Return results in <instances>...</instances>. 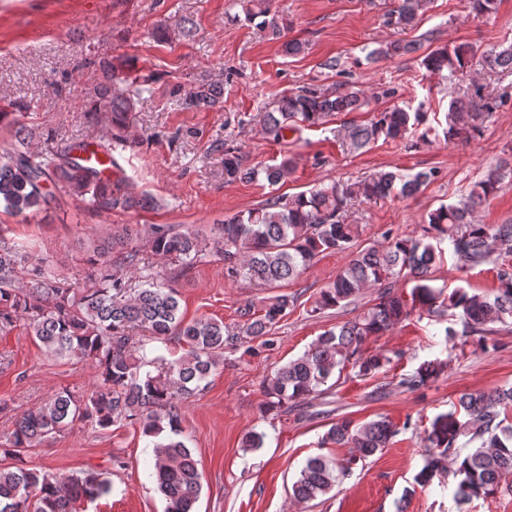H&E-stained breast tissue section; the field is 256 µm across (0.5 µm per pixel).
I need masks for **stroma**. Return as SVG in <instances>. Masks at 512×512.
Masks as SVG:
<instances>
[{"mask_svg":"<svg viewBox=\"0 0 512 512\" xmlns=\"http://www.w3.org/2000/svg\"><path fill=\"white\" fill-rule=\"evenodd\" d=\"M397 0H276L290 22L288 38L306 43L304 54L288 56L256 22L244 17L240 0H0V97L30 104L27 122L36 130L32 149L44 153L71 142L94 140L98 127L85 119L86 92L103 79L102 63L131 59L137 75L151 77V92L132 116L139 148L122 151L119 162L136 192L150 195L153 209L94 212L79 200L56 192L40 210L24 215L0 212V246H22L32 268L49 264L72 282L83 281L92 242L105 240L111 225L134 224L141 230L132 247L146 250L150 225L190 227L212 239L225 218L289 195L330 183L357 180L378 170L412 175L435 169L436 180L410 197H391L352 207L350 218L363 231L364 248L383 242L384 232L421 234L427 214L467 195L504 151L512 149V74L485 67L481 57L469 63L465 82L452 85L421 65L440 45L468 44L489 49L512 44V0H497L489 15L474 13L469 0H430L414 25L391 19ZM195 23L193 38L178 32L181 19ZM399 40L413 52L370 60L368 52ZM335 58V69L324 68ZM477 81L501 105L480 138L453 145L442 129L453 97ZM224 85L222 101L195 106L191 88ZM361 90L371 101L362 111L334 115L298 138L274 139L263 126L265 113L300 87ZM423 106L430 129L427 141L378 140L353 152L337 135L349 122L369 120L374 111L394 106ZM237 148L245 166L260 168L282 156L295 161L284 183L269 186L224 178V150ZM346 262L345 255L324 253L295 281L279 291L297 304L278 324L274 349H239L201 383L182 405V438L198 462L202 492L195 512H395L408 498L407 512H512V492L458 504L453 478H434L426 486L415 476L424 463V431L448 412L464 391L512 386V324L498 325L497 349H458L447 342L443 324L418 312L385 335L370 339L368 351H384L386 370L366 376L346 364L329 394L289 405L285 414L260 412L263 381L278 366L301 356L326 330L370 307L375 289L347 307L316 310L323 288ZM433 277L436 286L465 287L476 293L497 286L495 271L480 266L463 272L445 260ZM185 320L209 317L231 325L247 304L272 296L224 273L213 253L187 269L175 283ZM436 358L449 359L447 373L428 387H397L400 375ZM97 381L94 362L46 355L25 325L0 333V440L24 412L44 405L62 390L83 393ZM364 422L388 418L400 433L393 444L357 465L334 489L317 500L299 503L291 485L309 457L339 456L321 438L337 418ZM264 432L263 448L244 451L249 430ZM153 448L139 423L124 421L105 430L86 423L30 448L20 464L59 476L84 470L101 473L107 494L77 504V512H164L156 489Z\"/></svg>","mask_w":512,"mask_h":512,"instance_id":"1","label":"stroma"}]
</instances>
